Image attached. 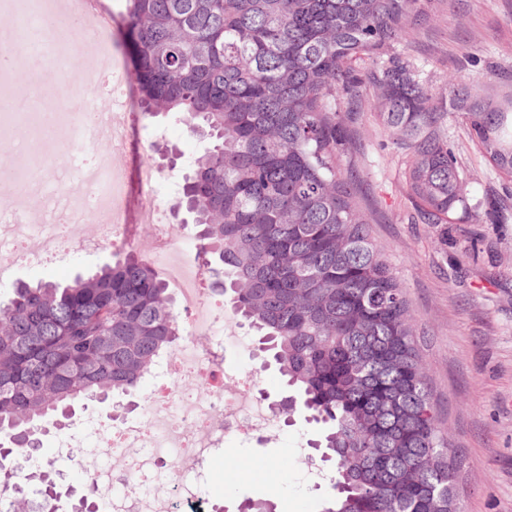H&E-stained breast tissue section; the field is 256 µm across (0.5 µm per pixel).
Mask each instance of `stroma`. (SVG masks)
I'll return each instance as SVG.
<instances>
[{"label": "stroma", "mask_w": 512, "mask_h": 512, "mask_svg": "<svg viewBox=\"0 0 512 512\" xmlns=\"http://www.w3.org/2000/svg\"><path fill=\"white\" fill-rule=\"evenodd\" d=\"M56 33L69 46L66 72L48 79L51 60L30 53L17 62L19 75L39 93L86 95L71 70L85 68L96 35L63 22ZM389 51L408 61L417 79L433 87L446 86L450 76L461 73L479 80L489 93L512 92V0H432L427 18ZM127 94L132 131L124 145V248L156 269L163 259L153 252L150 236L137 220L139 171L148 164L160 165L165 148L172 146L181 157L162 173L181 180L189 170V157L202 153L208 142L191 135L178 115L169 113L157 119L170 127L167 144H151L146 128L155 119L141 112L135 88ZM349 128L356 150L341 165L355 170L357 204L369 215L371 237L409 299L436 410L458 450L455 492L460 512H512V219L504 224L422 223L397 145L368 109H358ZM448 137L473 180L475 200L492 203L512 194V180L497 174L469 141L459 113L448 116ZM113 253L109 245L89 251L76 243L62 260L20 266L13 279L0 282V300L8 299L16 283L64 282L109 261ZM212 300L225 335L247 341L240 351L219 343L215 351L238 373L256 375L257 390L267 400L281 399L282 379L256 357L253 332L231 318L223 296L213 295ZM320 432L319 425L298 413L274 434L228 439L208 463L202 494L219 500L224 512H238L245 501L257 498L270 500L275 512H320L332 488L312 485L296 468L282 466L299 440L317 439ZM59 438L56 432L42 435L39 457L54 460L64 491L87 492L92 469L83 449L94 445L93 429L84 430L80 446L64 456L57 453Z\"/></svg>", "instance_id": "1"}]
</instances>
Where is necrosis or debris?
Returning <instances> with one entry per match:
<instances>
[{
  "label": "necrosis or debris",
  "instance_id": "necrosis-or-debris-1",
  "mask_svg": "<svg viewBox=\"0 0 512 512\" xmlns=\"http://www.w3.org/2000/svg\"><path fill=\"white\" fill-rule=\"evenodd\" d=\"M95 28V62L86 70L84 80L94 86L102 73L113 72L111 105L75 112L59 99L53 107L57 124L70 141L104 136L114 143L125 136V115L120 107L126 82L121 78L122 67L116 63L119 52L106 36L104 22H96ZM23 123L40 128V113L21 116L0 112V147L9 154L12 168L8 187L0 190V276H5L10 260L28 265L43 262L48 253L58 250L61 237L83 211L94 213L98 219L96 234L87 239L86 248L96 249L108 242L121 244L120 202L126 194L121 163L106 167L97 153H85L82 164L90 178L82 208L74 210L68 193H39L43 172L24 159L25 138L19 130ZM22 192L37 197L41 215L48 218L38 230H27L21 220L16 199ZM177 195L173 184H166L164 191L148 197L141 209L155 252L166 253L188 241L171 222ZM166 280L178 286L185 314H193L204 304L206 274L201 266H193L188 274L182 268H171ZM230 377L228 367L218 363L212 351L190 339L158 360L149 376L152 388L142 421L123 422L112 432L109 445L124 461L123 472L98 471L92 476L95 488L108 494L106 512H220L217 503L198 490L199 467L229 438L258 436L278 425L270 405L264 399L240 395L228 386ZM170 459L178 464L172 474L165 469Z\"/></svg>",
  "mask_w": 512,
  "mask_h": 512
}]
</instances>
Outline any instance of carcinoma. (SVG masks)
<instances>
[{
  "label": "carcinoma",
  "mask_w": 512,
  "mask_h": 512,
  "mask_svg": "<svg viewBox=\"0 0 512 512\" xmlns=\"http://www.w3.org/2000/svg\"><path fill=\"white\" fill-rule=\"evenodd\" d=\"M424 0H126L143 111L180 115L212 147L181 199L194 206L224 302L272 357L297 411L325 431L333 495L322 512H459L455 451L436 415L408 298L370 237L355 183L349 110L364 101L405 152L426 224L479 210L448 139V107L486 162L512 178V95L473 80L433 91L399 58ZM166 284L130 252L66 283L22 284L0 302V512H16L42 423L135 393L181 335ZM45 483L38 512H57Z\"/></svg>",
  "instance_id": "1"
}]
</instances>
